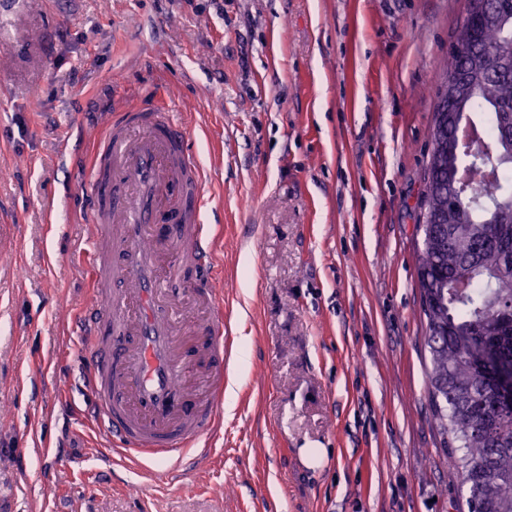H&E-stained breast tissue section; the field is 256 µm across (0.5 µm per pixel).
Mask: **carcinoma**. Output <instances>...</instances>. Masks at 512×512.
<instances>
[{"instance_id": "1", "label": "carcinoma", "mask_w": 512, "mask_h": 512, "mask_svg": "<svg viewBox=\"0 0 512 512\" xmlns=\"http://www.w3.org/2000/svg\"><path fill=\"white\" fill-rule=\"evenodd\" d=\"M456 49L437 88L462 84L433 112L432 153L419 199L418 279L429 352L428 394L451 456L448 476L468 494V512H512V410L494 406L480 372L478 345L512 367V0H490L486 14L463 17ZM478 133L486 151L450 137L452 120ZM459 275L469 286L453 287Z\"/></svg>"}]
</instances>
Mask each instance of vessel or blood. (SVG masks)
I'll return each mask as SVG.
<instances>
[{"mask_svg": "<svg viewBox=\"0 0 512 512\" xmlns=\"http://www.w3.org/2000/svg\"><path fill=\"white\" fill-rule=\"evenodd\" d=\"M165 89L113 113L90 167L93 290L74 326L101 460H161L158 479L211 459L223 424L226 325L206 178Z\"/></svg>", "mask_w": 512, "mask_h": 512, "instance_id": "b4317fda", "label": "vessel or blood"}]
</instances>
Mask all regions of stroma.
Returning a JSON list of instances; mask_svg holds the SVG:
<instances>
[{"label": "stroma", "mask_w": 512, "mask_h": 512, "mask_svg": "<svg viewBox=\"0 0 512 512\" xmlns=\"http://www.w3.org/2000/svg\"><path fill=\"white\" fill-rule=\"evenodd\" d=\"M467 0H9L0 8V512H459L432 422L417 201ZM164 85L208 178L226 359L212 460L109 473L82 415L85 172ZM72 152L60 158L63 138ZM321 448L318 466L304 449Z\"/></svg>", "instance_id": "obj_1"}]
</instances>
